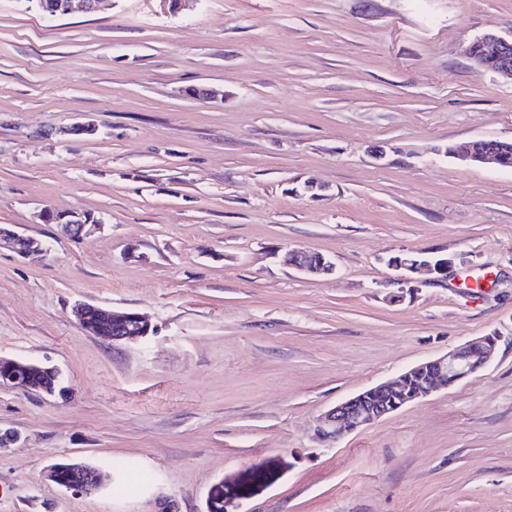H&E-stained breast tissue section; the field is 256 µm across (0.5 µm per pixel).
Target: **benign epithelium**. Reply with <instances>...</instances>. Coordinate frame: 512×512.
<instances>
[{
  "label": "benign epithelium",
  "mask_w": 512,
  "mask_h": 512,
  "mask_svg": "<svg viewBox=\"0 0 512 512\" xmlns=\"http://www.w3.org/2000/svg\"><path fill=\"white\" fill-rule=\"evenodd\" d=\"M79 2L81 7L92 12L99 8L101 0H65L59 10L50 11V15L56 16L62 12H70L74 8V2ZM476 41L484 45L479 53H467L469 61L491 72L497 78L512 83V33L502 35L495 31H488L476 38ZM41 221L57 223L63 232L73 239L80 240L99 228V225L86 222L83 215L71 213L58 215L51 211H42L38 214ZM8 242L19 254L41 250V244L31 238L8 229L0 232V241ZM291 264L300 272L308 276L329 274L334 271V264L326 258L319 259L306 251L293 250L289 253ZM454 265V258L446 257L436 263L412 256L405 260L392 262L393 268L402 271V282H411V274L422 268H428L436 273H443ZM77 317L86 326V329L95 336H99L106 327L112 332L106 336V340L117 342L134 337H145L152 331L151 324L143 316L134 311H105L96 306L81 304L76 308ZM497 341L486 336L473 339L447 354L430 361L420 363L401 374L397 379L383 382L370 389V393L398 394L403 407L416 402L441 386L454 385L478 370L485 367L494 357ZM38 366V363L28 360H13L7 363L0 361V385H7L24 391L39 390L46 395L56 392L61 382L60 372L52 367L46 368L52 376L50 386H36L32 384L29 369ZM430 373V377L422 385L411 391L402 388L403 379L414 373ZM362 397L357 395L341 402L329 410L322 420L318 434L324 439H337L346 432L363 428L373 422L394 412V409L378 405L372 409L361 406ZM74 469L72 465L55 463L48 469V478L53 483L68 490L92 493L96 491L101 482V477L96 469H91L86 480H71L67 472Z\"/></svg>",
  "instance_id": "obj_1"
}]
</instances>
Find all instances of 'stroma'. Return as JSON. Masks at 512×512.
I'll list each match as a JSON object with an SVG mask.
<instances>
[{"mask_svg":"<svg viewBox=\"0 0 512 512\" xmlns=\"http://www.w3.org/2000/svg\"><path fill=\"white\" fill-rule=\"evenodd\" d=\"M511 30L512 0H0V227L46 247L0 248V357L64 387L0 386V512H205L278 455L245 512H512V168L444 153L512 140V84L464 55ZM44 209L101 226L74 241ZM408 252L455 265L404 284ZM79 303L153 332L102 340ZM491 334L485 368L318 437L328 409ZM58 462L109 479L66 490ZM291 264L300 272L315 277L320 274H329L334 271V264L325 257L315 259L311 253L302 250H292L289 253ZM288 465L290 466V463L283 457L273 458L252 472L234 477L232 488L236 492L256 495L276 481L288 469Z\"/></svg>","mask_w":512,"mask_h":512,"instance_id":"35a3bbf8","label":"stroma"}]
</instances>
